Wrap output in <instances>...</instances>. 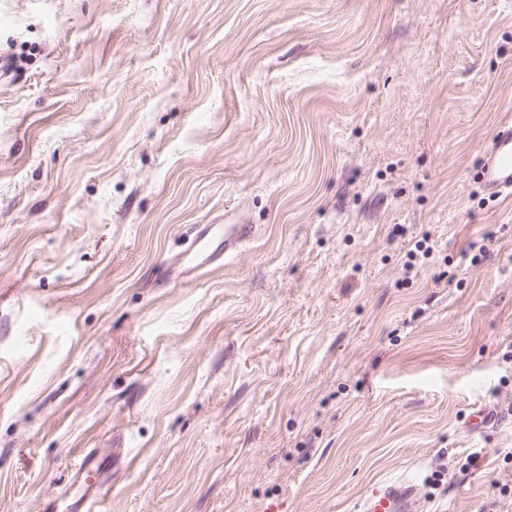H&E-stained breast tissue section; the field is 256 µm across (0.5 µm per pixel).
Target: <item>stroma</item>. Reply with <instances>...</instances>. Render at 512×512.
I'll list each match as a JSON object with an SVG mask.
<instances>
[{"label": "stroma", "instance_id": "1", "mask_svg": "<svg viewBox=\"0 0 512 512\" xmlns=\"http://www.w3.org/2000/svg\"><path fill=\"white\" fill-rule=\"evenodd\" d=\"M0 52V512H63L90 448L106 512L400 478L512 512V196L479 178L512 0H0ZM202 224L254 232L182 272Z\"/></svg>", "mask_w": 512, "mask_h": 512}]
</instances>
